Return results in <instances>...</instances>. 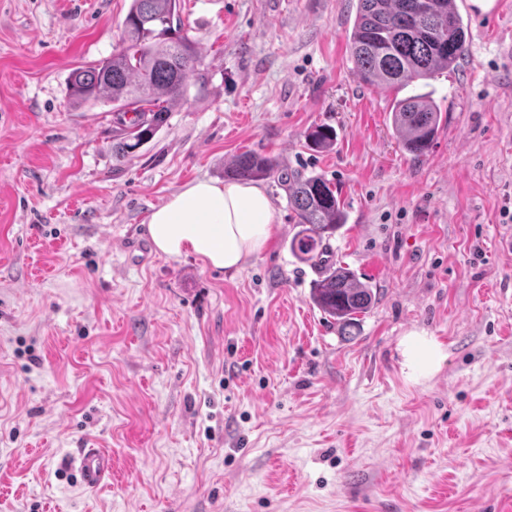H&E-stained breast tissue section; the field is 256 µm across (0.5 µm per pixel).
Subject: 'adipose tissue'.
<instances>
[{
    "label": "adipose tissue",
    "mask_w": 512,
    "mask_h": 512,
    "mask_svg": "<svg viewBox=\"0 0 512 512\" xmlns=\"http://www.w3.org/2000/svg\"><path fill=\"white\" fill-rule=\"evenodd\" d=\"M277 229L267 193L247 183L200 179L173 193L147 226L158 252L176 258L192 254L215 270L237 271L264 252ZM404 365L412 378L437 372L445 354L429 336L402 341Z\"/></svg>",
    "instance_id": "1"
}]
</instances>
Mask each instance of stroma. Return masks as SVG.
Returning <instances> with one entry per match:
<instances>
[{
	"instance_id": "35a3bbf8",
	"label": "stroma",
	"mask_w": 512,
	"mask_h": 512,
	"mask_svg": "<svg viewBox=\"0 0 512 512\" xmlns=\"http://www.w3.org/2000/svg\"><path fill=\"white\" fill-rule=\"evenodd\" d=\"M131 0H0V512H502L512 501V0L461 9L467 51L423 91L412 158L393 91L350 59L356 0H182L200 63L130 156L72 99ZM336 131L327 150L308 135ZM336 186L326 263L378 300L353 335L277 180L280 226L240 271L154 250L153 210L236 157ZM446 359L414 379L400 342ZM112 458L85 488L80 450ZM391 122L404 149L420 159L431 149L440 127L441 113L428 96L411 93L395 97Z\"/></svg>"
}]
</instances>
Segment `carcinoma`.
Instances as JSON below:
<instances>
[{
    "mask_svg": "<svg viewBox=\"0 0 512 512\" xmlns=\"http://www.w3.org/2000/svg\"><path fill=\"white\" fill-rule=\"evenodd\" d=\"M179 12L180 0H132L119 49L95 66L70 73L75 99L112 104L120 133L115 153L121 156L153 138L196 71L197 51L181 34ZM349 43L360 79L399 93L458 67L466 52V27L456 0H358ZM391 122L404 149L419 159L433 145L441 113L432 99L413 92L395 98ZM309 141L325 149L336 141V132L321 126ZM275 173L299 226L291 253L304 262L320 258L346 220L335 186L316 175L279 173L273 159L247 152L236 158L227 176L258 181ZM312 301L346 331L374 305L376 291L353 270L326 264L312 288Z\"/></svg>",
    "mask_w": 512,
    "mask_h": 512,
    "instance_id": "cac0c4a2",
    "label": "carcinoma"
}]
</instances>
